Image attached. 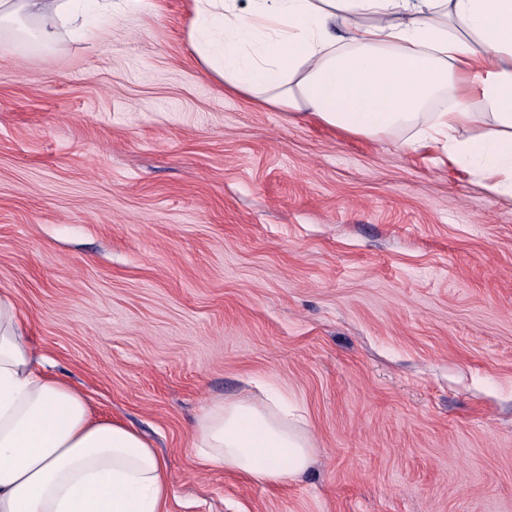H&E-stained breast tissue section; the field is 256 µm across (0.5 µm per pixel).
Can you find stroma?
<instances>
[{
  "label": "stroma",
  "instance_id": "stroma-1",
  "mask_svg": "<svg viewBox=\"0 0 512 512\" xmlns=\"http://www.w3.org/2000/svg\"><path fill=\"white\" fill-rule=\"evenodd\" d=\"M190 21L0 34V292L49 371L164 457L172 512H512V196L225 93ZM258 383L305 418L301 480L191 448Z\"/></svg>",
  "mask_w": 512,
  "mask_h": 512
}]
</instances>
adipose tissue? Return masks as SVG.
Instances as JSON below:
<instances>
[{"mask_svg": "<svg viewBox=\"0 0 512 512\" xmlns=\"http://www.w3.org/2000/svg\"><path fill=\"white\" fill-rule=\"evenodd\" d=\"M132 2L0 0V30L32 25L46 48ZM189 38L227 93L355 137L414 130L415 143L512 194V0H193ZM446 88L457 106L429 112ZM473 124L481 138H458ZM193 450L261 483L301 478L313 456L271 391L207 407ZM175 497L154 448L92 417L77 386L43 370L16 299L0 294V512H171Z\"/></svg>", "mask_w": 512, "mask_h": 512, "instance_id": "1", "label": "adipose tissue"}]
</instances>
